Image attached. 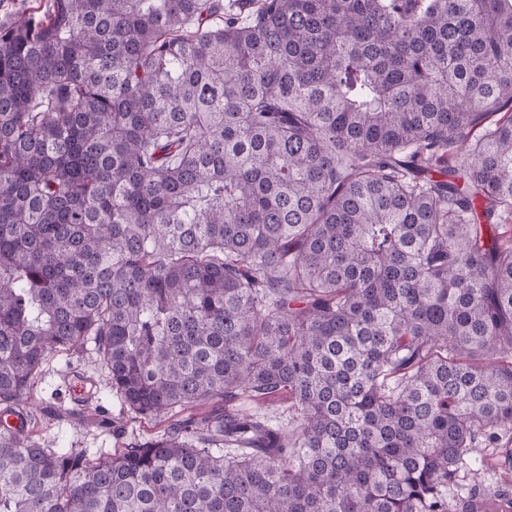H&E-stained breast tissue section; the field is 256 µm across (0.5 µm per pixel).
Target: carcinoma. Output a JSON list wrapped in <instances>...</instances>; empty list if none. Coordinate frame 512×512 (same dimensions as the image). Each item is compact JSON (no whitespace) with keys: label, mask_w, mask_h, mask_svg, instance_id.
<instances>
[{"label":"carcinoma","mask_w":512,"mask_h":512,"mask_svg":"<svg viewBox=\"0 0 512 512\" xmlns=\"http://www.w3.org/2000/svg\"><path fill=\"white\" fill-rule=\"evenodd\" d=\"M511 215L512 0L0 16V512H448L512 431ZM61 350L170 423L9 425ZM240 408L247 413H257L259 415H263L279 425L288 426L289 429L293 426V424L288 425L289 416L288 415V403H276L272 405H256L255 403L247 400H243L240 403Z\"/></svg>","instance_id":"obj_1"}]
</instances>
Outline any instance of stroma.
<instances>
[{"label":"stroma","instance_id":"stroma-1","mask_svg":"<svg viewBox=\"0 0 512 512\" xmlns=\"http://www.w3.org/2000/svg\"><path fill=\"white\" fill-rule=\"evenodd\" d=\"M73 377H86L92 382L88 407L102 406L105 418L111 419V428L88 426L71 417L74 403L66 381ZM24 412L28 427L42 442L60 443L69 448H107L121 450L132 441L146 440L163 430L162 421L146 419L121 411L110 397L107 373L95 361L93 353H52L44 365L42 377L33 387L31 405ZM483 468L462 467L458 484L449 498L450 512H465L471 503L493 501L502 512H512V469L501 464L499 449L484 448L480 451Z\"/></svg>","mask_w":512,"mask_h":512}]
</instances>
